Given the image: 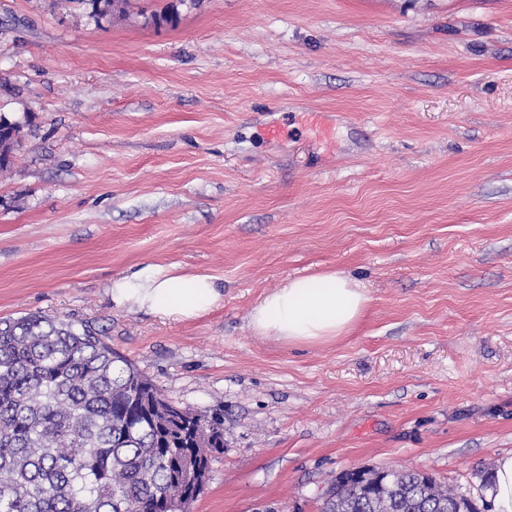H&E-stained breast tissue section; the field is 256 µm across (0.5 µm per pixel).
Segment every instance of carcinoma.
Masks as SVG:
<instances>
[{"label": "carcinoma", "mask_w": 512, "mask_h": 512, "mask_svg": "<svg viewBox=\"0 0 512 512\" xmlns=\"http://www.w3.org/2000/svg\"><path fill=\"white\" fill-rule=\"evenodd\" d=\"M215 428L168 418L164 395L93 324L29 314L0 319V512H175L204 490L224 453V415L185 409ZM348 471L320 512H477L433 477L394 469Z\"/></svg>", "instance_id": "cac0c4a2"}]
</instances>
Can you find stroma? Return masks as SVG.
<instances>
[{"label":"stroma","mask_w":512,"mask_h":512,"mask_svg":"<svg viewBox=\"0 0 512 512\" xmlns=\"http://www.w3.org/2000/svg\"><path fill=\"white\" fill-rule=\"evenodd\" d=\"M170 12L174 22H156ZM0 318L68 315L161 392L224 410L187 512H319L398 468L495 512L512 455V0H0ZM149 262L195 320L113 303ZM367 298L333 340L258 335L288 279ZM112 301L182 320L199 318L219 300L215 279L207 274L174 275L153 264L140 265L112 282ZM491 495L495 512H512V455L499 460L493 472Z\"/></svg>","instance_id":"stroma-1"}]
</instances>
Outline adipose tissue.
I'll list each match as a JSON object with an SVG mask.
<instances>
[{"instance_id": "obj_1", "label": "adipose tissue", "mask_w": 512, "mask_h": 512, "mask_svg": "<svg viewBox=\"0 0 512 512\" xmlns=\"http://www.w3.org/2000/svg\"><path fill=\"white\" fill-rule=\"evenodd\" d=\"M111 292L117 305L182 320L207 314L219 300L212 276L175 275L153 264L140 265L113 281ZM366 301L361 289L342 274L296 277L257 304L251 325L259 335L288 344L320 343L349 332Z\"/></svg>"}]
</instances>
